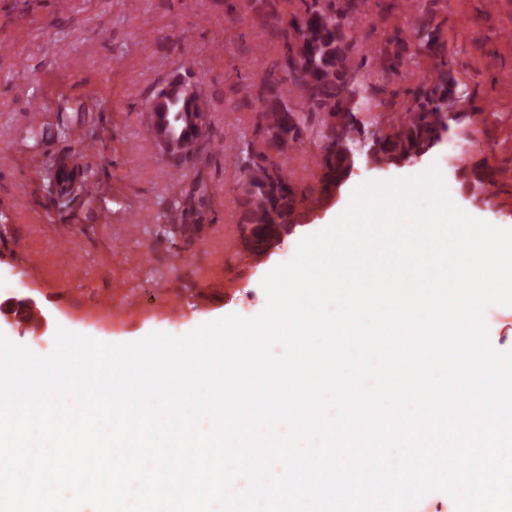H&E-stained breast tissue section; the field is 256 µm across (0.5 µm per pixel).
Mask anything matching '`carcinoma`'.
<instances>
[{
  "label": "carcinoma",
  "instance_id": "cac0c4a2",
  "mask_svg": "<svg viewBox=\"0 0 512 512\" xmlns=\"http://www.w3.org/2000/svg\"><path fill=\"white\" fill-rule=\"evenodd\" d=\"M406 25L421 35V48L440 59L441 67L418 83L417 97L406 114L394 117L378 140L376 156L380 159L421 154L441 140L448 133L445 106L448 98L456 95L453 79L442 69L446 65L447 44L439 40L431 12H421ZM281 37L285 54L279 67L286 74L288 85L310 106L328 108L332 113L341 108L345 116L363 109L368 102V88L353 78L359 67L351 62L336 0H308L305 10L291 17L281 29ZM256 98L259 105L255 110V134L262 137V144L256 147L252 141L243 143L247 164L241 204L249 230L245 241L263 246L280 235L282 224L276 218L292 205V184L281 160L287 148L303 137L307 115L290 104L288 89L281 87V79L271 72L266 74L264 86L257 89ZM195 111V99L180 81L164 85L149 102L154 137L170 147L173 166L179 169L193 158L182 151V145L193 136L191 113ZM356 131L358 126L353 123L319 124L316 134L323 150L319 166L325 170L324 177L342 175L349 142ZM92 177L89 170L55 164L46 174L47 199L59 210L71 209Z\"/></svg>",
  "mask_w": 512,
  "mask_h": 512
}]
</instances>
